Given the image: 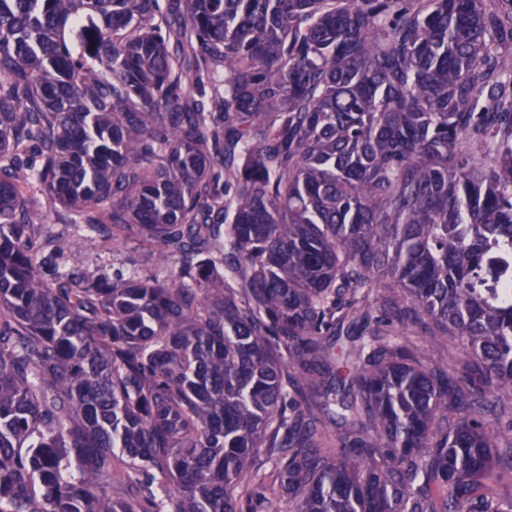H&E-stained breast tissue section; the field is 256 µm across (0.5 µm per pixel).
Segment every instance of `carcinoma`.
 <instances>
[{"mask_svg": "<svg viewBox=\"0 0 512 512\" xmlns=\"http://www.w3.org/2000/svg\"><path fill=\"white\" fill-rule=\"evenodd\" d=\"M509 252L512 0H0V512H512ZM81 255L87 268L95 270L104 263L112 271L127 272L132 263L165 264L162 248L156 244L139 245L123 236L103 240L95 235L81 243ZM414 340L426 357L444 365L448 363L449 372L455 373L461 369L463 362L461 354L459 352L449 353L446 344L442 343L438 337L419 334V336H414Z\"/></svg>", "mask_w": 512, "mask_h": 512, "instance_id": "1", "label": "carcinoma"}]
</instances>
